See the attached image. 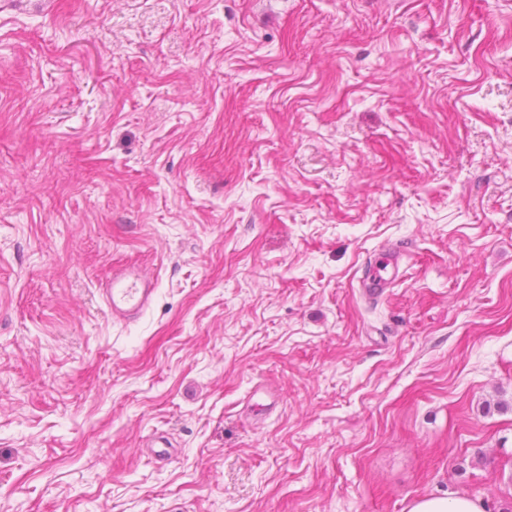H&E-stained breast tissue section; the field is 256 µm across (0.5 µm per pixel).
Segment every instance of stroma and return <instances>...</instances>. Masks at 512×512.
Returning a JSON list of instances; mask_svg holds the SVG:
<instances>
[{"mask_svg":"<svg viewBox=\"0 0 512 512\" xmlns=\"http://www.w3.org/2000/svg\"><path fill=\"white\" fill-rule=\"evenodd\" d=\"M459 494L512 512V0H0V512ZM404 257V252L398 248L385 249L382 254L379 255V258L386 262V267H392L393 278L399 276ZM392 277L385 278L379 274L378 269H374L372 276H364L360 280V296L368 302L380 301L384 298ZM155 292L153 278L136 266L124 265L112 269L101 296L113 320L131 323L150 307Z\"/></svg>","mask_w":512,"mask_h":512,"instance_id":"stroma-1","label":"stroma"}]
</instances>
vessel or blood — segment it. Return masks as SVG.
<instances>
[{
    "mask_svg": "<svg viewBox=\"0 0 512 512\" xmlns=\"http://www.w3.org/2000/svg\"><path fill=\"white\" fill-rule=\"evenodd\" d=\"M390 286L388 278L380 274L363 277L360 295L368 302L384 298ZM156 292L153 278L133 265L114 268L102 290V301L113 320L122 323L136 321L151 305Z\"/></svg>",
    "mask_w": 512,
    "mask_h": 512,
    "instance_id": "vessel-or-blood-1",
    "label": "vessel or blood"
}]
</instances>
